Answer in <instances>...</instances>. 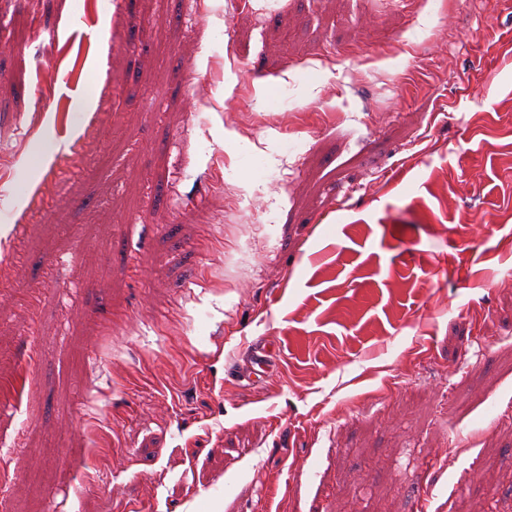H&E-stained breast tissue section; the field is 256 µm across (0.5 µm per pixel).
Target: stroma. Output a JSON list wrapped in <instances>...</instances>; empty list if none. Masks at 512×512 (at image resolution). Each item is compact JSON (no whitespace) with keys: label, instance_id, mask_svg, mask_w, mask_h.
Segmentation results:
<instances>
[{"label":"stroma","instance_id":"35a3bbf8","mask_svg":"<svg viewBox=\"0 0 512 512\" xmlns=\"http://www.w3.org/2000/svg\"><path fill=\"white\" fill-rule=\"evenodd\" d=\"M2 379L0 512H512V0H0Z\"/></svg>","mask_w":512,"mask_h":512}]
</instances>
